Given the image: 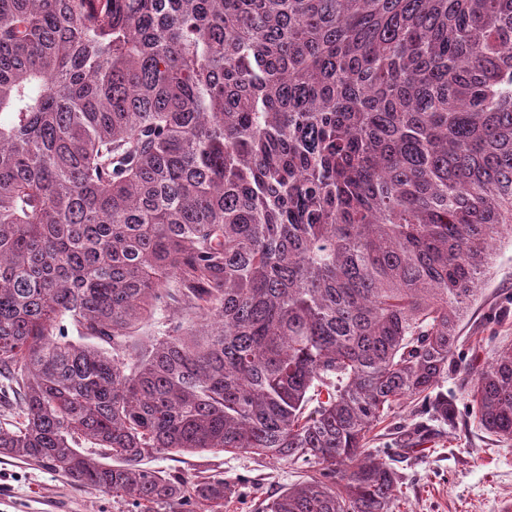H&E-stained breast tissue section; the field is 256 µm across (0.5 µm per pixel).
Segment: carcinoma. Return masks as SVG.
Masks as SVG:
<instances>
[{"label":"carcinoma","instance_id":"1","mask_svg":"<svg viewBox=\"0 0 512 512\" xmlns=\"http://www.w3.org/2000/svg\"><path fill=\"white\" fill-rule=\"evenodd\" d=\"M506 238L512 0H0V457L224 512L143 462L253 454L307 467L262 512H395L370 434L453 420ZM468 376L512 443V343Z\"/></svg>","mask_w":512,"mask_h":512}]
</instances>
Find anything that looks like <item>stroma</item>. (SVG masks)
Wrapping results in <instances>:
<instances>
[{"mask_svg": "<svg viewBox=\"0 0 512 512\" xmlns=\"http://www.w3.org/2000/svg\"><path fill=\"white\" fill-rule=\"evenodd\" d=\"M462 324L456 365L442 383L455 407L453 423L431 420L420 401L397 408L373 443L403 479L399 512H498L512 500V444L497 442L468 414L465 369L490 361L503 341L512 342V242L502 241ZM428 425L431 436L411 453L399 449V427ZM151 467L188 479L220 474L235 484L224 512H260L285 487L300 481L299 464L230 453L185 454L151 460ZM111 495L72 485L51 470L0 458V512H128Z\"/></svg>", "mask_w": 512, "mask_h": 512, "instance_id": "35a3bbf8", "label": "stroma"}]
</instances>
